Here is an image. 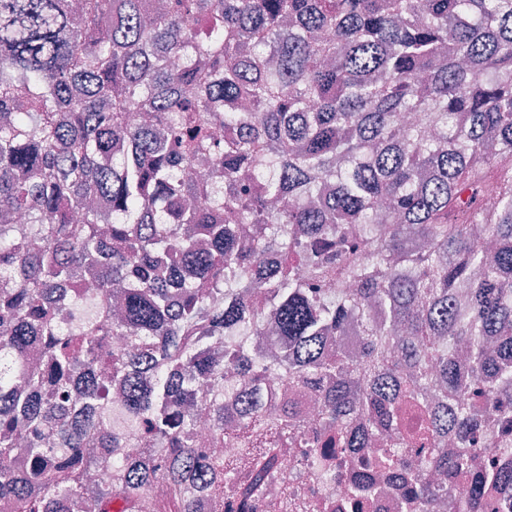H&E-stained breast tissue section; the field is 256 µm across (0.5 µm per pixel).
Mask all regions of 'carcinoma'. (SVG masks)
I'll list each match as a JSON object with an SVG mask.
<instances>
[{"label":"carcinoma","instance_id":"carcinoma-1","mask_svg":"<svg viewBox=\"0 0 512 512\" xmlns=\"http://www.w3.org/2000/svg\"><path fill=\"white\" fill-rule=\"evenodd\" d=\"M229 218L255 225L249 248ZM0 274L15 512H196L185 485L293 429L285 403L290 422L244 425L226 463L184 414L224 374L212 342L267 318L289 376L320 388L319 426L345 425L337 445L421 404L422 460L470 474L476 433L512 422V0H0ZM333 277L349 288L327 306ZM232 362L258 411L263 375L243 348ZM432 367L468 402L422 403ZM114 387L160 457L115 452ZM206 405L224 432V398ZM449 434L456 454L431 447ZM107 455L118 483L85 486ZM158 480L169 497L143 499ZM405 497L430 512L435 491Z\"/></svg>","mask_w":512,"mask_h":512}]
</instances>
